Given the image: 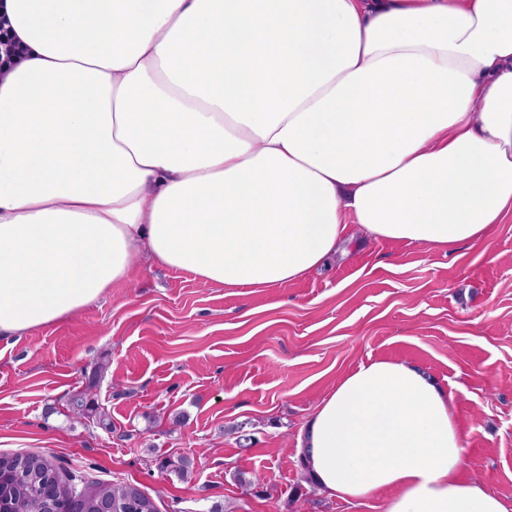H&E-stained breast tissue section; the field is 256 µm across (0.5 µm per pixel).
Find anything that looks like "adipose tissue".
I'll use <instances>...</instances> for the list:
<instances>
[{
  "label": "adipose tissue",
  "mask_w": 512,
  "mask_h": 512,
  "mask_svg": "<svg viewBox=\"0 0 512 512\" xmlns=\"http://www.w3.org/2000/svg\"><path fill=\"white\" fill-rule=\"evenodd\" d=\"M0 340L141 258L224 289L351 241L452 254L512 215V0H0ZM453 396L409 361L300 431L316 484L385 512H512L463 473ZM0 24V72L6 73V68L10 67L14 59L20 58L24 53L23 46L15 41L7 31H3Z\"/></svg>",
  "instance_id": "1"
}]
</instances>
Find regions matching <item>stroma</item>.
<instances>
[{
	"label": "stroma",
	"instance_id": "1",
	"mask_svg": "<svg viewBox=\"0 0 512 512\" xmlns=\"http://www.w3.org/2000/svg\"><path fill=\"white\" fill-rule=\"evenodd\" d=\"M380 358L452 393L466 476L511 500L512 217L490 248L451 255L359 233L346 257L257 292L141 260L74 317L0 340V454L137 484L159 512H384V494L313 487L296 455L336 382ZM88 388L111 429L72 412ZM183 455L186 476L159 470Z\"/></svg>",
	"mask_w": 512,
	"mask_h": 512
}]
</instances>
